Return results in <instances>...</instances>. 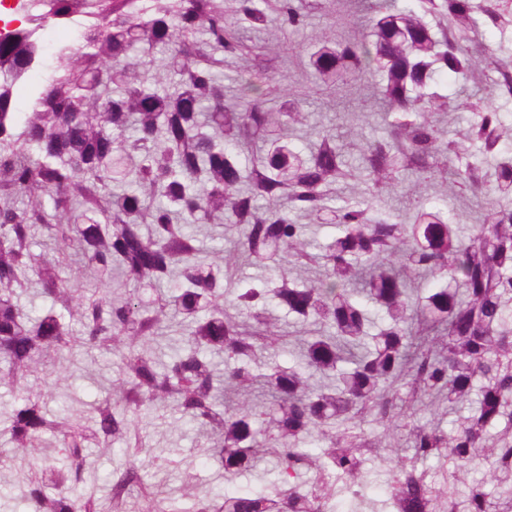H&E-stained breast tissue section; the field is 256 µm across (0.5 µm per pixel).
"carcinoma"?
Masks as SVG:
<instances>
[{
	"instance_id": "1",
	"label": "carcinoma",
	"mask_w": 512,
	"mask_h": 512,
	"mask_svg": "<svg viewBox=\"0 0 512 512\" xmlns=\"http://www.w3.org/2000/svg\"><path fill=\"white\" fill-rule=\"evenodd\" d=\"M55 2L39 22L77 14L86 34L56 54L47 92L18 112L0 83V385L15 391L0 433L28 463V512L130 498L172 512L130 459L104 502L85 478L88 449L146 447L135 417L157 404L199 426L225 476L257 483L198 492L187 466V512H336L338 497L354 512H512V49L471 47L485 26L512 28V0H347L358 32L343 39L309 28L329 0ZM272 28L307 38L318 88L360 103L376 78L380 134L354 112L343 141L311 125L276 79L283 46L241 36ZM2 58L21 69L38 54L27 35ZM228 58L245 61L230 101ZM445 76L484 83L453 136ZM190 224L238 243L216 256ZM317 227L332 228L322 243ZM41 230L49 255L33 251ZM90 276L116 286L88 295ZM33 282L47 298L35 316L21 303ZM279 311L303 329L288 363L272 357ZM91 351L118 375L87 414L25 387ZM461 409L445 428L438 411ZM371 448L388 454L378 501ZM428 459L453 465L448 491Z\"/></svg>"
}]
</instances>
